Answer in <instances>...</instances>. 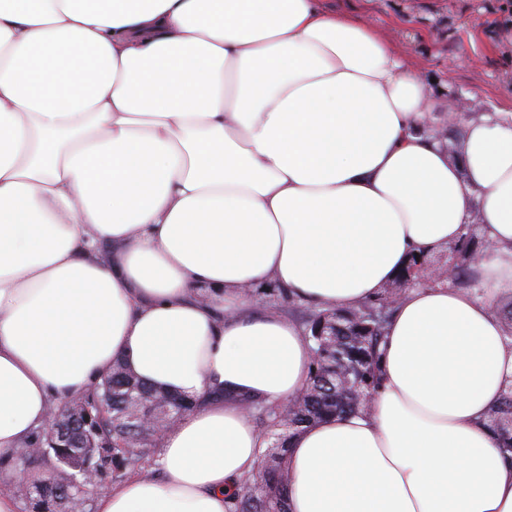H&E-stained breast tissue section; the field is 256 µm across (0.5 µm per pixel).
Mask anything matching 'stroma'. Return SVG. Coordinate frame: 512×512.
I'll return each instance as SVG.
<instances>
[{
	"mask_svg": "<svg viewBox=\"0 0 512 512\" xmlns=\"http://www.w3.org/2000/svg\"><path fill=\"white\" fill-rule=\"evenodd\" d=\"M371 26L405 62L425 72L435 100L458 92L469 118L512 109V35L497 0H321Z\"/></svg>",
	"mask_w": 512,
	"mask_h": 512,
	"instance_id": "obj_1",
	"label": "stroma"
}]
</instances>
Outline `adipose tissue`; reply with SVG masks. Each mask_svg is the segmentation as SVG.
<instances>
[{
	"mask_svg": "<svg viewBox=\"0 0 512 512\" xmlns=\"http://www.w3.org/2000/svg\"><path fill=\"white\" fill-rule=\"evenodd\" d=\"M425 75L317 0H0V461L114 361L195 400L94 512H232L312 370L272 283L353 310L472 219L484 293L409 286L366 410L290 440L289 512H512V110L437 136ZM281 289V288H280ZM288 300L291 299L288 297V294L281 289L280 290L274 286L267 287H259L254 289L253 298L255 302V307L258 311H264L266 309H276L282 314L286 316H291L297 320L302 322L301 315L294 310L296 305L289 304L288 301H283V299ZM490 427L502 438V448L512 449V391L507 393L489 416Z\"/></svg>",
	"mask_w": 512,
	"mask_h": 512,
	"instance_id": "ef3b65f1",
	"label": "adipose tissue"
}]
</instances>
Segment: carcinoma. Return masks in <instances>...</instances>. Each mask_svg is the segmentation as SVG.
Masks as SVG:
<instances>
[{
  "mask_svg": "<svg viewBox=\"0 0 512 512\" xmlns=\"http://www.w3.org/2000/svg\"><path fill=\"white\" fill-rule=\"evenodd\" d=\"M455 257L451 284L464 283L479 286L474 275L477 255L476 242L467 235L451 248ZM389 289H383L377 299L358 308L382 310L389 317ZM350 312L339 309L311 310L304 314L305 335L312 345L313 368L305 395L297 409L283 419L275 408L249 402L264 430L271 432L267 447L259 449L258 460L265 463L263 475H248L241 483L235 499L234 512H287L288 441L305 425L317 423L329 416L362 410L357 391L345 384L352 379L361 388L373 390L377 383V347L385 325L360 316L349 318ZM340 318L344 329L336 336H317L315 331L322 322ZM86 402L109 407L105 418H94L93 425L104 435L112 436V447L97 448L88 455L84 448H51L48 455L53 460V474L36 472L25 481L18 496L32 502L34 512H56L58 490L65 487L72 472L65 464L71 460L81 465L84 472L112 475L118 482L129 474L142 469L145 462L156 463L154 453L145 448H157L158 441L140 421H129L139 414L150 413L155 417L179 419L194 402L176 397L141 380L117 362L112 373L103 378L91 392L81 396ZM490 427L502 438V447L512 449V391L507 393L489 416Z\"/></svg>",
  "mask_w": 512,
  "mask_h": 512,
  "instance_id": "obj_1",
  "label": "carcinoma"
}]
</instances>
